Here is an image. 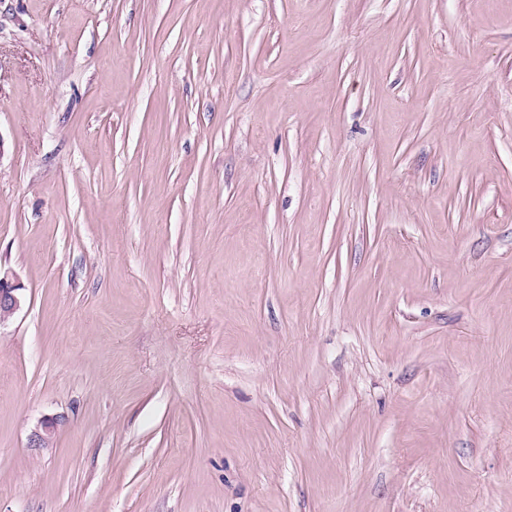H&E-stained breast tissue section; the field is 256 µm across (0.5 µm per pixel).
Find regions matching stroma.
Segmentation results:
<instances>
[{"label":"stroma","instance_id":"1","mask_svg":"<svg viewBox=\"0 0 512 512\" xmlns=\"http://www.w3.org/2000/svg\"><path fill=\"white\" fill-rule=\"evenodd\" d=\"M0 267V512H512V0H0ZM21 290L20 284L13 282L7 272L3 275L0 272V328L24 304L25 297Z\"/></svg>","mask_w":512,"mask_h":512}]
</instances>
